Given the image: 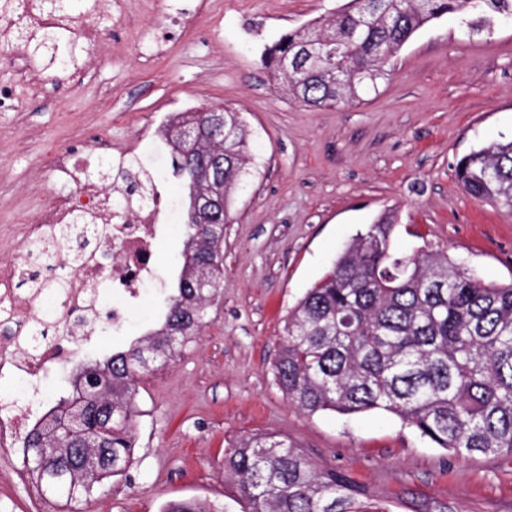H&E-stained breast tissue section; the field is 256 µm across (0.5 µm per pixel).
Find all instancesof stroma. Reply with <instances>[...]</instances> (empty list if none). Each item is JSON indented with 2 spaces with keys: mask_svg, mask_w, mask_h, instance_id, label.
<instances>
[{
  "mask_svg": "<svg viewBox=\"0 0 512 512\" xmlns=\"http://www.w3.org/2000/svg\"><path fill=\"white\" fill-rule=\"evenodd\" d=\"M344 2L70 0L63 37L74 62L62 75L0 35V84L15 88L0 108V239L32 223L44 199L74 191L56 177L55 153L79 159L93 179L108 139L113 159L153 168L169 155L159 119L184 102L233 107L250 142L253 175L224 226L223 293L178 357L140 377L131 468L73 512H164L180 500L241 512L224 449L265 434L350 475L367 490L366 512H512V456L450 457L382 411L311 415L274 381L289 308L385 211L399 224L396 249L428 241L485 283H512V213L468 195L454 171L472 149L512 138V22L469 36L442 17L403 46L364 102L307 107L265 67V53ZM155 183L170 230L154 247V279L119 328L116 300L101 290L92 335L42 379L45 407L71 395L76 369L128 347L164 311L181 267L183 237L172 224L184 194L173 178ZM21 467V456L0 459V512H63L31 495Z\"/></svg>",
  "mask_w": 512,
  "mask_h": 512,
  "instance_id": "35a3bbf8",
  "label": "stroma"
}]
</instances>
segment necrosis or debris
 Listing matches in <instances>:
<instances>
[{
    "instance_id": "4bbe7bcc",
    "label": "necrosis or debris",
    "mask_w": 512,
    "mask_h": 512,
    "mask_svg": "<svg viewBox=\"0 0 512 512\" xmlns=\"http://www.w3.org/2000/svg\"><path fill=\"white\" fill-rule=\"evenodd\" d=\"M53 164L57 172L72 179L75 194L49 202L39 211L34 223L18 225L17 234L22 243H30L38 237L46 225L66 223L73 211L84 210L98 223L111 225V237L98 242L97 247L111 251L112 263L106 266L95 257H87L72 271L67 290L60 295L16 294L10 284L18 277L20 264L0 272V299L8 302L10 311L22 315L14 336L0 340V369L10 368L22 382L25 394L23 406L0 405V454L5 456L20 447L23 434L37 423L41 377L50 364L65 354L59 336L29 335L28 323L40 321L46 310L54 307L62 316L78 317L79 322L72 327L71 333L87 338L91 326L100 316L99 294L103 285H110L127 302L139 300L144 286L152 278L153 248L163 229L157 207L117 209L111 190L94 180L77 176L67 154L56 155Z\"/></svg>"
}]
</instances>
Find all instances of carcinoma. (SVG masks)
Wrapping results in <instances>:
<instances>
[{
  "label": "carcinoma",
  "mask_w": 512,
  "mask_h": 512,
  "mask_svg": "<svg viewBox=\"0 0 512 512\" xmlns=\"http://www.w3.org/2000/svg\"><path fill=\"white\" fill-rule=\"evenodd\" d=\"M452 15L466 35H490L512 0H346L331 20L292 30L268 50L265 65L308 107L349 104L388 79L400 49L417 30ZM61 26L15 27L31 55L57 52ZM314 41L322 59L285 73L278 61ZM224 145L207 140L171 149L170 175L187 192L181 268L158 330L107 355L73 395L60 398L26 437L23 466L41 492L67 506L88 502L130 466L136 426V378L165 364L205 324L224 288V224L247 175V131L224 108ZM224 148V213L197 234L195 201L208 191L197 175L207 153ZM470 196L512 212V140L473 149L455 166ZM125 206L156 197L151 180L129 169ZM95 219L77 213L32 241L19 285L67 287L50 280L67 252L79 264ZM395 216L384 213L337 257L288 311L272 369L282 394L310 414L382 410L452 454L512 455V283L490 285L444 249H395ZM224 477L242 512H360L364 488L334 468L314 465L277 435L241 438L224 449Z\"/></svg>",
  "instance_id": "obj_1"
}]
</instances>
